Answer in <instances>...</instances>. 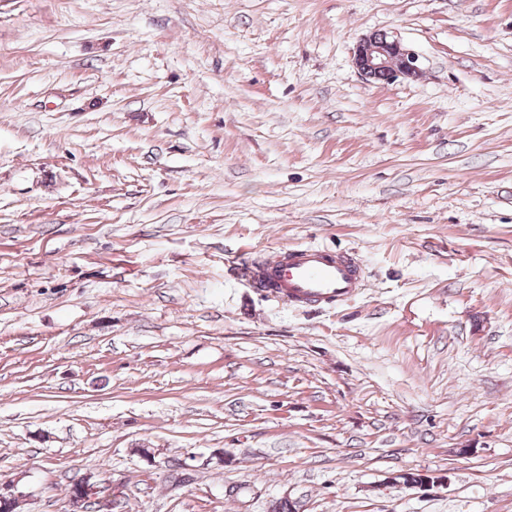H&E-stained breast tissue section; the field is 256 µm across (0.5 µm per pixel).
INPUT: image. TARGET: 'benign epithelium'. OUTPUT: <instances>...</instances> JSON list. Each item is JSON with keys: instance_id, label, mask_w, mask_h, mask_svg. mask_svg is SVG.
Returning a JSON list of instances; mask_svg holds the SVG:
<instances>
[{"instance_id": "7a95c632", "label": "benign epithelium", "mask_w": 512, "mask_h": 512, "mask_svg": "<svg viewBox=\"0 0 512 512\" xmlns=\"http://www.w3.org/2000/svg\"><path fill=\"white\" fill-rule=\"evenodd\" d=\"M354 64L367 81L416 80L421 73L418 56L386 33H371L361 38L354 51ZM114 497L113 488L103 493L100 483H86L79 497L70 498V504L77 509L89 503L95 512H112Z\"/></svg>"}]
</instances>
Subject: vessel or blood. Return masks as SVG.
<instances>
[{"label": "vessel or blood", "mask_w": 512, "mask_h": 512, "mask_svg": "<svg viewBox=\"0 0 512 512\" xmlns=\"http://www.w3.org/2000/svg\"><path fill=\"white\" fill-rule=\"evenodd\" d=\"M241 274L253 292L284 298L303 308L348 300L364 286L360 260L325 246L279 249L248 262Z\"/></svg>", "instance_id": "obj_1"}]
</instances>
